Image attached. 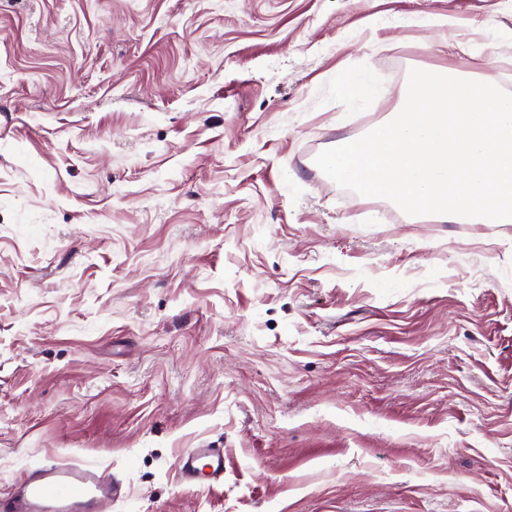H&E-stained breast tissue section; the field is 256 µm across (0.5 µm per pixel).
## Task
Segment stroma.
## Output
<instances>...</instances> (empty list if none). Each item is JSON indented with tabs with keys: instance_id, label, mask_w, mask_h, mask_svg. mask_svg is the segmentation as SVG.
<instances>
[{
	"instance_id": "obj_1",
	"label": "stroma",
	"mask_w": 512,
	"mask_h": 512,
	"mask_svg": "<svg viewBox=\"0 0 512 512\" xmlns=\"http://www.w3.org/2000/svg\"><path fill=\"white\" fill-rule=\"evenodd\" d=\"M413 68L512 92V0H0V493L54 458L108 512H512V223L314 162ZM182 478L207 489L224 481V451L220 448H190L176 460Z\"/></svg>"
}]
</instances>
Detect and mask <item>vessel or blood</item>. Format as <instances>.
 <instances>
[{"mask_svg":"<svg viewBox=\"0 0 512 512\" xmlns=\"http://www.w3.org/2000/svg\"><path fill=\"white\" fill-rule=\"evenodd\" d=\"M182 478L212 488L224 480V451L192 448L176 460ZM122 482L112 473L57 459L27 470L6 493H0V512H101L123 498Z\"/></svg>","mask_w":512,"mask_h":512,"instance_id":"b4317fda","label":"vessel or blood"}]
</instances>
